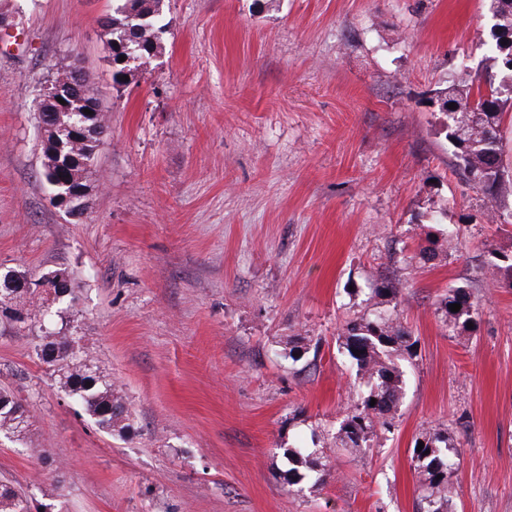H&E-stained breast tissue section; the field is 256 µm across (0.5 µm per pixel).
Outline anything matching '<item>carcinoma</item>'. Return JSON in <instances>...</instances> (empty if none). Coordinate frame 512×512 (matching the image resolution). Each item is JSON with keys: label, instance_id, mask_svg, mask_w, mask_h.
<instances>
[{"label": "carcinoma", "instance_id": "1", "mask_svg": "<svg viewBox=\"0 0 512 512\" xmlns=\"http://www.w3.org/2000/svg\"><path fill=\"white\" fill-rule=\"evenodd\" d=\"M497 15L511 18L508 31L495 36L489 61L495 72L483 79L464 68L448 81L441 96L455 102L473 103L470 112L448 115L445 137L452 148L455 170L472 189L496 207L505 193L512 189V172L503 164L502 123L504 114L512 109V72L501 67L502 37L512 38V0H492ZM162 0H117L113 14L101 22L110 48L134 40L141 46L140 56L155 54L161 23ZM74 117L88 109L96 113L97 128L88 141L73 140L60 129L48 130L43 137L42 176L46 181H70L88 175L96 160L100 138L106 131L98 100L86 83L71 93ZM450 304L461 308L453 312ZM448 331L467 329L476 323L477 303L469 289L458 286L449 291L440 303ZM336 342L352 360L356 374L365 387L356 400L343 411L336 432V447L355 455L367 447L377 429L390 431L406 391L405 370L401 362L413 363L417 357L418 339L397 318L381 312L357 315L339 327ZM360 354H355V351ZM37 355L53 367L61 388L103 430L123 433L129 427L130 412L123 396L112 381L101 374L96 365L81 351L80 338L60 336L50 329L38 337ZM375 405H370L371 399ZM26 409L15 395L0 389V436L20 438L17 420ZM418 440L424 450H412L411 460L418 475L417 512H454L453 498L458 495L453 477L458 471V443L448 430L430 427ZM288 484L299 485L321 466L315 448H287ZM0 512H30L24 495L8 484L0 483Z\"/></svg>", "mask_w": 512, "mask_h": 512}]
</instances>
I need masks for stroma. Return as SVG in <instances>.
I'll list each match as a JSON object with an SVG mask.
<instances>
[{
  "label": "stroma",
  "instance_id": "1",
  "mask_svg": "<svg viewBox=\"0 0 512 512\" xmlns=\"http://www.w3.org/2000/svg\"><path fill=\"white\" fill-rule=\"evenodd\" d=\"M489 0H164L160 52L112 83L115 0H0V270H65L77 336L131 412L98 428L36 354L41 324L0 316V388L29 410L0 481L32 512H415L427 427L460 443L456 512H512V224L453 167L432 95L489 70ZM82 69L105 112L81 215L49 203L35 99ZM455 229L462 246L416 248ZM396 296L376 297L383 277ZM479 303L449 333V289ZM397 313L418 339L395 426L335 452L359 381L343 320ZM302 337L299 361L288 341ZM325 448L289 486L286 448Z\"/></svg>",
  "mask_w": 512,
  "mask_h": 512
}]
</instances>
